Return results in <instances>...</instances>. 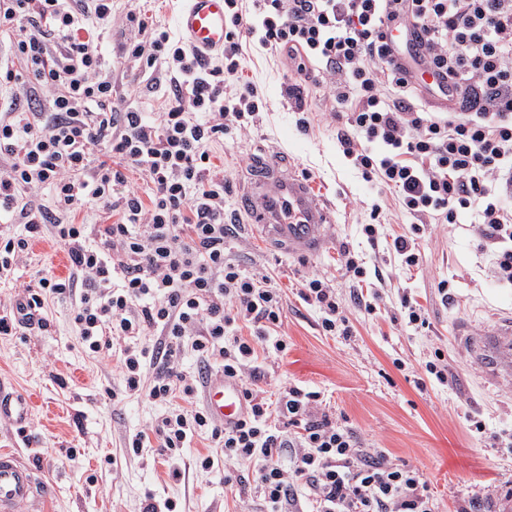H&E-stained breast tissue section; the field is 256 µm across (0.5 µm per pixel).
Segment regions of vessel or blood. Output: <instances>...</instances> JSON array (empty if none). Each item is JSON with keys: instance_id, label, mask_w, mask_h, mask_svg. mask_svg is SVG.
I'll return each mask as SVG.
<instances>
[{"instance_id": "obj_1", "label": "vessel or blood", "mask_w": 512, "mask_h": 512, "mask_svg": "<svg viewBox=\"0 0 512 512\" xmlns=\"http://www.w3.org/2000/svg\"><path fill=\"white\" fill-rule=\"evenodd\" d=\"M177 26L188 45L199 55L223 50L224 0H185ZM255 233L269 245L289 255L314 256L322 251L333 222L332 208L314 195L303 176L281 169L275 159H256L251 185L238 201ZM469 347L491 376H512V320L491 335L479 334ZM205 410L217 423L231 426L242 420L247 407L241 387L224 375H200ZM33 398L18 397L0 387V420L24 427ZM50 488L38 483L27 464L11 453L0 454V512H40Z\"/></svg>"}]
</instances>
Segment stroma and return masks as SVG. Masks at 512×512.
Segmentation results:
<instances>
[{
	"instance_id": "obj_1",
	"label": "stroma",
	"mask_w": 512,
	"mask_h": 512,
	"mask_svg": "<svg viewBox=\"0 0 512 512\" xmlns=\"http://www.w3.org/2000/svg\"><path fill=\"white\" fill-rule=\"evenodd\" d=\"M182 3L112 0L116 21L102 53L118 96L143 111H161L165 99L148 91L137 65L124 60L125 45L138 33L121 20L135 11L172 29ZM244 65V77L265 106L254 126L225 135L214 147V161L229 180L228 209H235L254 157L281 155L332 205L334 216L327 245L315 257L273 251L246 229L228 244L234 258L267 272L284 294L280 332L288 353L265 362L260 387L271 397L289 383L321 392L322 411L345 420L362 447L384 449L394 463L422 473L438 512H461L471 502L478 512H512V378L487 375L463 335L467 329L493 332L512 312V286L493 274L496 246L463 212L457 223L428 225L418 265H402L387 241L410 234V219L394 196L376 198L339 150L341 124L329 113L323 86L307 88L309 125L303 129L288 105L285 89L293 76L279 55L254 43ZM376 202L383 238L374 243L362 226ZM64 253L52 241L33 242L22 262L0 278V316L12 314L23 287L36 285L44 274L67 276L68 264L57 261ZM349 255L364 268V280L347 272ZM311 273L335 288L349 335L325 334L318 309L299 297V283ZM360 285L378 288L374 313L351 303ZM405 295L424 307L428 327L406 324L400 305ZM44 317L45 326L0 335V381L35 400L25 430L0 421V451L15 453L50 484L44 512H140L149 492L176 499L182 512H239L238 492L225 485L223 468L202 472L193 466L208 439H195L185 449L186 469L177 478L151 450L128 453L129 434L164 414V407L135 397L113 402L115 359L85 351L69 305L47 301ZM437 357L448 368L444 384L425 371Z\"/></svg>"
}]
</instances>
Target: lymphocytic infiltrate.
<instances>
[{
    "instance_id": "f902f5d3",
    "label": "lymphocytic infiltrate",
    "mask_w": 512,
    "mask_h": 512,
    "mask_svg": "<svg viewBox=\"0 0 512 512\" xmlns=\"http://www.w3.org/2000/svg\"><path fill=\"white\" fill-rule=\"evenodd\" d=\"M91 2L79 11L74 0H0V36L14 60L0 68V93L10 97L0 113V217L23 227L0 236V276L39 239L63 245L70 265L67 276L24 288L17 318L0 317V335L41 319L46 299L70 303L82 344L117 350L121 395L186 403L136 430L128 448L152 449L172 466L194 438L210 436L221 453L199 455L196 468L223 464L232 487L239 467L254 465L264 512H436L419 470L360 447L350 427L320 413V392L289 385L271 400L259 389L260 358L287 350L283 291L226 250L237 230L212 148L263 108L242 78L244 49L259 36L299 78L287 93L300 125L301 82L325 85L346 118L344 156L413 218L411 235L391 243L405 267L418 265L426 225L469 210L498 248L496 277L512 284V0H225L224 50L206 63L130 12L124 22L140 38L124 57L164 84L156 114L118 101L99 51L112 0ZM395 29L412 41L393 38ZM429 97L447 100L445 111L428 115L420 103ZM131 169L146 191L129 185ZM44 190L46 208L35 203ZM91 202L114 222L77 220ZM299 295L321 311L323 332L346 325L319 275L305 276ZM187 351L240 383L246 418L223 427L194 405L198 380L178 368Z\"/></svg>"
}]
</instances>
